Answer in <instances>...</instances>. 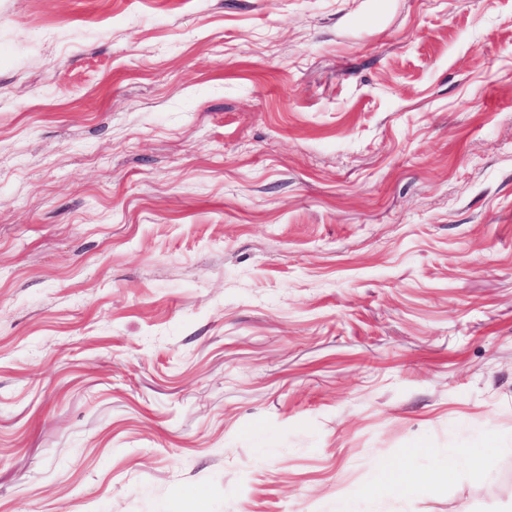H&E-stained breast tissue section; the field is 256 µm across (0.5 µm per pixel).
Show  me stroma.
I'll return each mask as SVG.
<instances>
[{
    "mask_svg": "<svg viewBox=\"0 0 512 512\" xmlns=\"http://www.w3.org/2000/svg\"><path fill=\"white\" fill-rule=\"evenodd\" d=\"M104 505L512 512V0H0V512Z\"/></svg>",
    "mask_w": 512,
    "mask_h": 512,
    "instance_id": "1",
    "label": "stroma"
}]
</instances>
